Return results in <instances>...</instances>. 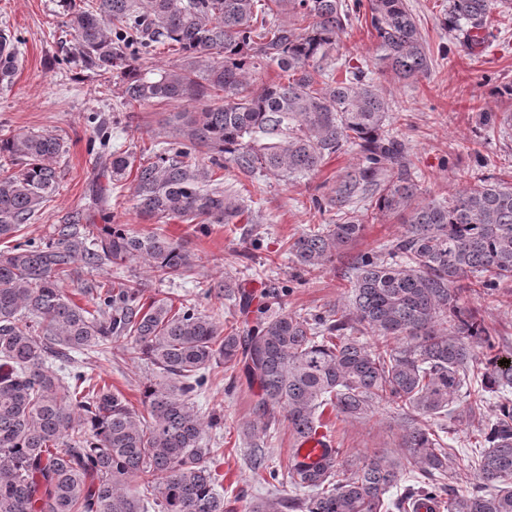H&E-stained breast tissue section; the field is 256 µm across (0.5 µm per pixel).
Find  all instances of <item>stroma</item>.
Wrapping results in <instances>:
<instances>
[{"mask_svg": "<svg viewBox=\"0 0 512 512\" xmlns=\"http://www.w3.org/2000/svg\"><path fill=\"white\" fill-rule=\"evenodd\" d=\"M426 41L432 66L416 80H399L373 72L372 77L392 110L387 127L404 141L418 173L422 199H447L452 187L474 183L478 174L512 179V128L484 125L482 113H512V10L496 14L485 46L476 54L465 52L442 24L445 0H407ZM18 39L19 66L11 84H0V135L16 131L49 132L63 139L65 150L56 166L60 181L47 206L26 233L45 237L50 225L60 223L72 210L92 213L93 222L125 224L138 233L160 232L184 244L195 256L190 275L157 282L141 260L106 265L91 275L100 281L115 277L144 283L146 297H184L201 301L206 312L220 320L245 323L234 300L206 297L210 284L232 277L242 288L252 289L256 300L278 292L283 308L291 313L324 311L346 302L341 279L349 261L341 259L307 273L297 281L288 243L318 225L336 221L335 210L318 213L310 208L313 197L332 196L336 183L355 168L359 154L347 148L327 157L314 172L292 178L257 173L245 175L233 165L217 170L225 190L242 196L253 219L237 224H185L137 217L133 179L113 182L112 199L98 209L95 192L102 183L101 169L87 149L101 122H109L112 144L135 153L140 145L162 140L163 120L172 107L150 102L137 107L133 118L123 117L119 103L122 78L103 81L92 74L61 64L65 40L64 17L58 0H0V29ZM331 59L351 64H373L376 40L365 19H352ZM406 231L401 218L385 216L366 224L351 255L386 252ZM96 373L142 409L144 383L154 372L138 358L130 340L112 342L106 356H90ZM223 376L213 377L198 402L202 415L224 416V435L217 443L216 465L223 474L224 512H246L250 503L269 498L271 488L254 478L248 465L249 441L243 426L252 421L251 389L227 393ZM322 420L340 450L341 470L354 469L366 456L396 448L402 433L393 409L380 408L360 420L336 419L324 412ZM457 450L452 482L467 491L474 482L469 467L467 440L477 432L465 420L449 423Z\"/></svg>", "mask_w": 512, "mask_h": 512, "instance_id": "35a3bbf8", "label": "stroma"}]
</instances>
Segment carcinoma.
Masks as SVG:
<instances>
[{"instance_id":"carcinoma-1","label":"carcinoma","mask_w":512,"mask_h":512,"mask_svg":"<svg viewBox=\"0 0 512 512\" xmlns=\"http://www.w3.org/2000/svg\"><path fill=\"white\" fill-rule=\"evenodd\" d=\"M75 44L68 60L107 78L123 77L122 106L181 107L167 139L140 158L99 142L111 176L134 172L138 215L188 224H233L251 217L237 195L212 183L209 166L230 162L245 174L290 178L354 147L361 163L336 185L339 222L302 233L289 252L302 271L330 264L380 215H401L405 233L383 258L360 255L344 277L347 304L305 315L274 295L243 333L193 300L144 301L134 280L85 279L82 306L64 284L76 266L96 269L141 258L163 282L190 272L194 257L163 233L123 224L94 232L74 213L45 241L24 238L56 191L58 136L34 131L0 136V155L18 166L0 173V512H224L211 435L224 417L200 414L196 398L216 367L243 366L259 386L255 421L262 436L279 420L297 440L336 417L366 419L382 406L404 421L399 448L339 468L340 449L309 465L288 458L292 492L249 512H408L429 499L444 512H512V354L479 310L462 305L497 297L512 281V181L485 176L448 193L420 198L404 144L386 130L391 106L361 67L338 79L330 52L351 16L368 10L378 41L376 65L400 80L431 66L406 0H59ZM504 0H448L443 24L469 53ZM175 64L148 74L132 63L157 45ZM275 66L285 81L246 89L251 70ZM18 67L14 37L0 31V83ZM237 298L226 278L207 295ZM359 335H354V332ZM377 337L369 343L360 337ZM129 338L155 371L146 412L130 407L76 355L102 354ZM484 357L475 370L476 350ZM509 363L502 365L500 360ZM497 399V413L477 411ZM478 421L471 449L476 483L460 494L448 482L455 453L445 422ZM249 463L257 480L278 482L255 426ZM408 478L396 497L388 493ZM141 480L143 490L128 484Z\"/></svg>"}]
</instances>
